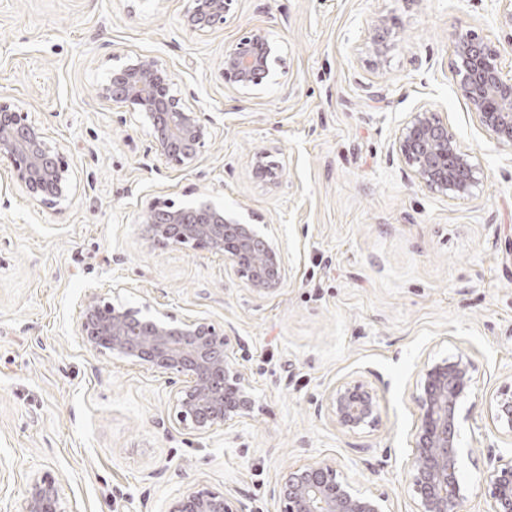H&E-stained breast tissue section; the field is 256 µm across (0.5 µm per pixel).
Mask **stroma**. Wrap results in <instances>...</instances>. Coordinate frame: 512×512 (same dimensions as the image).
I'll return each instance as SVG.
<instances>
[{
    "label": "stroma",
    "mask_w": 512,
    "mask_h": 512,
    "mask_svg": "<svg viewBox=\"0 0 512 512\" xmlns=\"http://www.w3.org/2000/svg\"><path fill=\"white\" fill-rule=\"evenodd\" d=\"M187 0H0V99L45 127L78 191L50 209L0 171V512H22L32 479L60 483L75 512H168L202 484L246 512H280L271 491L306 461L413 512L408 466L424 361L466 355L484 400L460 417L459 475L471 512L512 438L485 407L512 389V145L491 138L455 85V33L512 37L504 0H238L223 28L185 30ZM279 45V81L247 101L225 90L224 52L250 30ZM383 55H376V43ZM175 74L213 122L194 166L159 159L149 130L100 86L114 57ZM428 107L480 170L472 196L416 183L394 147ZM280 168L256 178L252 156ZM209 197L270 225L289 268L257 295L204 249L155 245L157 201ZM205 317L236 336L255 400L209 435L173 422L168 375L90 351L89 293ZM361 381L378 420L349 433L324 405Z\"/></svg>",
    "instance_id": "stroma-1"
}]
</instances>
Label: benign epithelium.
<instances>
[{"label": "benign epithelium", "instance_id": "1", "mask_svg": "<svg viewBox=\"0 0 512 512\" xmlns=\"http://www.w3.org/2000/svg\"><path fill=\"white\" fill-rule=\"evenodd\" d=\"M235 0H189L184 28L210 32L224 27ZM457 91L495 140L512 144V75L503 71L501 50L470 31L455 33ZM277 46L264 29H255L224 52L221 77L239 101L258 95L276 80L272 62ZM172 71L159 61L134 55L112 65L100 96L120 103L151 130L154 153L176 166L193 165L212 138V121L188 107L175 91ZM396 152L418 184L452 200L473 194L478 168L461 152L448 122L429 109L414 113L399 129ZM271 154L253 158L257 173L273 174ZM0 168L10 172L31 199L56 208L76 195L73 171L57 144L26 112L0 100ZM155 242L191 245L227 260L234 274L259 295L284 286L288 267L282 248L266 224H244L209 200L177 205L159 201L145 212ZM80 333L97 354L115 357L176 377L175 422L199 435L240 421L252 410L250 383L231 336L199 316H177L159 305L127 307L93 294L83 301ZM471 361L424 363L416 381L419 422L415 428L409 477L415 512H468V495L458 475V415L470 400ZM327 412L340 429L374 426L378 406L361 382H341L326 397ZM493 422L512 438V393L488 403ZM486 512H512V454L496 459L485 478ZM281 512H391L388 498L355 485L328 461L301 464L273 490ZM23 512H74L54 481L32 480ZM169 512H244L223 490L191 487L179 493Z\"/></svg>", "mask_w": 512, "mask_h": 512}]
</instances>
